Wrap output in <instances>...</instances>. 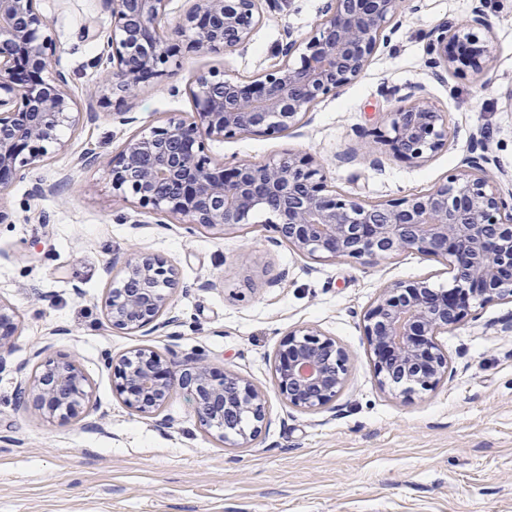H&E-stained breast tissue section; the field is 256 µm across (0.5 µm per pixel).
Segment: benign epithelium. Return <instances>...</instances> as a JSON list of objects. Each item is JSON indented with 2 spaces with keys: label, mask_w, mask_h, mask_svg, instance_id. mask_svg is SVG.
I'll list each match as a JSON object with an SVG mask.
<instances>
[{
  "label": "benign epithelium",
  "mask_w": 512,
  "mask_h": 512,
  "mask_svg": "<svg viewBox=\"0 0 512 512\" xmlns=\"http://www.w3.org/2000/svg\"><path fill=\"white\" fill-rule=\"evenodd\" d=\"M112 29L107 38L101 102L136 90L147 75H161L171 49L156 23L170 0H105ZM260 0H193L174 25L192 52L232 51L246 45L263 20ZM413 9L412 0H328L306 37L300 62L290 63L297 41L280 45L282 63L249 80L199 75L190 87L195 115L128 139L110 161L112 195L140 207L182 216L201 229H241L264 210L279 237L312 259L379 260L402 251L441 259L448 288L398 281L365 310L364 336L383 385L411 394L448 376L439 336L471 315L472 308L512 300V191L504 192L472 157L468 168L444 183L408 197L371 202L327 186L313 158L289 153L276 162H238L228 168L203 154L206 139L269 135L297 126L321 98L357 79L380 47L391 42V21ZM37 0H0V191L21 168L61 148L58 130L78 123L80 111L66 79L43 77L52 43ZM488 28L475 7L459 22L442 21L425 34L427 65L439 77L463 61L481 78L489 71L478 29ZM377 134L394 152L423 162L448 144L441 113L418 94L388 116ZM176 269L163 257L139 254L110 288L107 318L118 329L146 334L163 319L176 284ZM15 310L0 302V371L12 355ZM114 389L141 414H153L175 389L194 404L200 428L230 445L258 432L265 394L247 379L217 374L200 357L163 358L140 347L112 362ZM347 358L336 343L311 327L291 331L275 365V390L302 409L327 407L345 384ZM71 360H49L17 383L19 402H30L50 420L78 417L89 391Z\"/></svg>",
  "instance_id": "obj_1"
}]
</instances>
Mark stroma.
<instances>
[{"label": "stroma", "instance_id": "1", "mask_svg": "<svg viewBox=\"0 0 512 512\" xmlns=\"http://www.w3.org/2000/svg\"><path fill=\"white\" fill-rule=\"evenodd\" d=\"M325 0H282L246 48L180 51L162 76L105 105L93 93L112 17L104 0H37L50 23L49 75L63 74L81 112L64 148L0 191V301L16 312L12 369L0 372V512H512V301L473 308L440 338L448 377L406 396L379 383L360 318L396 281L447 287L444 261L405 251L381 261L314 260L255 212L248 226L213 234L113 197L108 163L132 135L194 113L203 73L249 79L280 64L286 32L307 36ZM390 48L338 95L286 132L206 141L212 159L266 163L312 156L330 186L367 201L423 192L464 169L483 132L489 171L512 189V0H484L490 72L438 79L425 64V32L468 16L474 0H416ZM396 96L381 95V87ZM423 87L448 125V145L423 163L384 143L380 168L363 152L401 97ZM97 154L99 164L81 158ZM60 183L57 193L33 192ZM136 252L177 272L173 325L151 334L109 324L105 299ZM312 326L348 359L343 389L325 409L288 405L275 391V355L290 331ZM148 346L162 357L201 354L218 371L266 394L261 431L245 447L205 434L182 391L155 414L129 408L113 388L111 360ZM76 360L91 398L78 418H44L15 398V366Z\"/></svg>", "mask_w": 512, "mask_h": 512}]
</instances>
